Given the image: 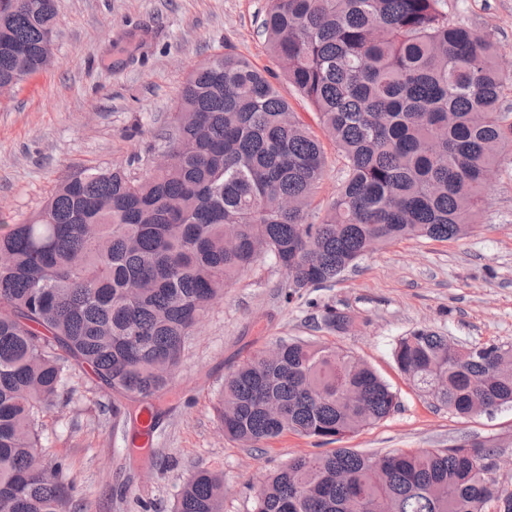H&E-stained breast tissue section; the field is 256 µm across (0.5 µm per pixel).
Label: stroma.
<instances>
[{
  "mask_svg": "<svg viewBox=\"0 0 512 512\" xmlns=\"http://www.w3.org/2000/svg\"><path fill=\"white\" fill-rule=\"evenodd\" d=\"M54 62L0 93V225L40 210L63 176L94 167L141 173L165 150L180 91L200 64L227 52L269 73L322 142L326 174L309 209L319 222L342 185L343 161L310 105L284 78L259 26L268 0H56ZM448 20L493 34L512 68V0H447ZM346 330L323 322L326 308ZM429 329L460 345H512V144L498 155L477 224L458 239L403 240L367 254L322 288L290 292L263 260L224 290L189 341L170 389L155 401L150 454L131 453L139 403L112 413V392L77 370L42 420L45 461L61 460L77 512H172L183 478L224 474V512H251L266 472L330 444L287 432L255 448L225 437L215 406L224 377L277 340L338 344L374 367L397 395L385 420L338 444L369 454L443 449L473 440L503 450L512 479V405L460 417L414 389L393 349Z\"/></svg>",
  "mask_w": 512,
  "mask_h": 512,
  "instance_id": "35a3bbf8",
  "label": "stroma"
}]
</instances>
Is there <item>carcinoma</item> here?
Instances as JSON below:
<instances>
[{
	"label": "carcinoma",
	"mask_w": 512,
	"mask_h": 512,
	"mask_svg": "<svg viewBox=\"0 0 512 512\" xmlns=\"http://www.w3.org/2000/svg\"><path fill=\"white\" fill-rule=\"evenodd\" d=\"M54 0L0 9V82L51 63ZM288 83L312 106L345 166L318 224L307 212L326 168L320 140L267 76L231 53L187 78L170 164L135 176L89 168L59 181L30 221L0 233V512H67L72 487L45 473L39 421L72 370L88 366L119 399L166 392L213 303L269 257L292 288L336 279L397 241L460 237L512 139L501 101L512 72L491 33L448 23L444 0H269L262 21ZM325 325L349 318L326 309ZM224 377L217 417L244 445L295 432L330 443L390 416V385L339 346L277 342ZM393 357L418 390L466 417L512 404V347L468 354L419 329ZM360 394L353 405L343 389ZM485 441L365 454L335 448L267 474L253 512H490L512 481L488 482ZM224 475L183 479L173 512H223Z\"/></svg>",
	"instance_id": "cac0c4a2"
}]
</instances>
